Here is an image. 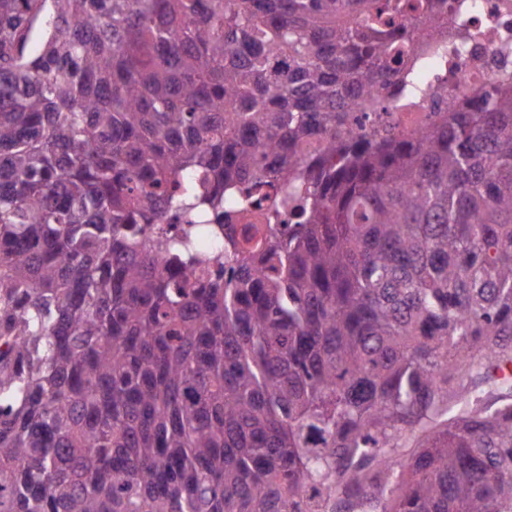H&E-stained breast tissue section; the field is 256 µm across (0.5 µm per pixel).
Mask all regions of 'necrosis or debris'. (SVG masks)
Segmentation results:
<instances>
[{
	"label": "necrosis or debris",
	"mask_w": 512,
	"mask_h": 512,
	"mask_svg": "<svg viewBox=\"0 0 512 512\" xmlns=\"http://www.w3.org/2000/svg\"><path fill=\"white\" fill-rule=\"evenodd\" d=\"M448 2L447 26L415 38L401 82L377 106L351 112L353 138L421 136L476 94L512 88V0Z\"/></svg>",
	"instance_id": "necrosis-or-debris-1"
}]
</instances>
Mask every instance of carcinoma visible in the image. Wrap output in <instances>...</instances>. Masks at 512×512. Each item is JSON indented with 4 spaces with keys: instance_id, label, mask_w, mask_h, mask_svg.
<instances>
[{
    "instance_id": "carcinoma-1",
    "label": "carcinoma",
    "mask_w": 512,
    "mask_h": 512,
    "mask_svg": "<svg viewBox=\"0 0 512 512\" xmlns=\"http://www.w3.org/2000/svg\"><path fill=\"white\" fill-rule=\"evenodd\" d=\"M447 6L0 0V512H512V93L346 136Z\"/></svg>"
}]
</instances>
